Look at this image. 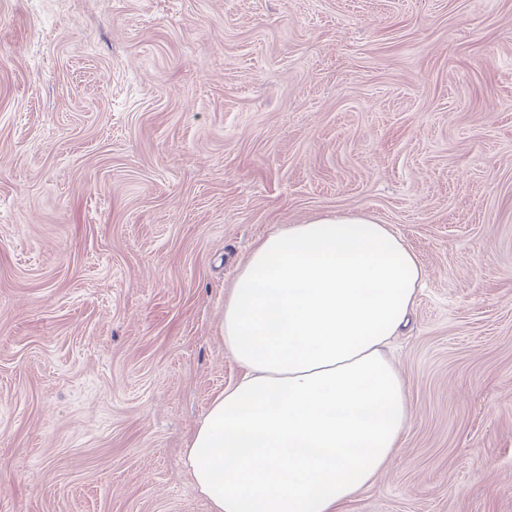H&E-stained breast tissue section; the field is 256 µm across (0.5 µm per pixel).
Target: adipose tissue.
<instances>
[{
	"instance_id": "obj_1",
	"label": "adipose tissue",
	"mask_w": 512,
	"mask_h": 512,
	"mask_svg": "<svg viewBox=\"0 0 512 512\" xmlns=\"http://www.w3.org/2000/svg\"><path fill=\"white\" fill-rule=\"evenodd\" d=\"M423 278L364 212L289 224L253 247L219 328L243 375L184 451L212 512H344L386 469L408 420L386 348Z\"/></svg>"
}]
</instances>
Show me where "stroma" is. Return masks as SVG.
<instances>
[{"label": "stroma", "instance_id": "35a3bbf8", "mask_svg": "<svg viewBox=\"0 0 512 512\" xmlns=\"http://www.w3.org/2000/svg\"><path fill=\"white\" fill-rule=\"evenodd\" d=\"M334 211L425 272L346 512H512V0H0V512H210L224 300Z\"/></svg>", "mask_w": 512, "mask_h": 512}]
</instances>
